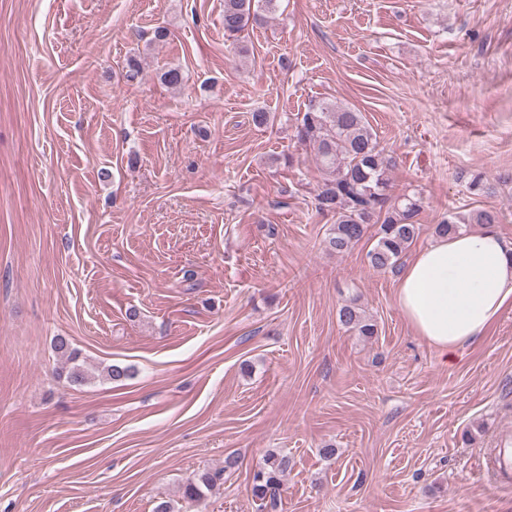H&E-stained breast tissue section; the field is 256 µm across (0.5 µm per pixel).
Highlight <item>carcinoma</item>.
<instances>
[{
	"label": "carcinoma",
	"mask_w": 512,
	"mask_h": 512,
	"mask_svg": "<svg viewBox=\"0 0 512 512\" xmlns=\"http://www.w3.org/2000/svg\"><path fill=\"white\" fill-rule=\"evenodd\" d=\"M277 0H224V37L231 42L248 24L261 18V13L276 11ZM298 139L313 147L317 164L326 178L314 197L315 209L321 214L336 216L330 228L327 247L344 253L367 235L371 226L378 227L376 244L368 252L373 268L395 270L399 261L419 233L417 217L421 198L413 194L392 197L391 171L395 158L380 147L377 136L362 112L327 102L311 104L297 126ZM469 191L477 196L492 194L496 184L477 174L468 183ZM499 223L495 211L481 210L469 214L450 213L435 227L439 237L452 236L471 224L490 226ZM339 321L358 335L371 338L378 335L377 323L354 305L343 306ZM55 351L63 360L57 375L69 384L80 386L101 377L121 382L133 376L130 368L109 365L93 367L80 359L81 353L63 336L56 338ZM240 458L229 454L224 469L203 471L189 480L183 498L199 503L207 497L227 472L239 467ZM290 457L282 452H270L252 474V493L261 509H277L283 477L290 467Z\"/></svg>",
	"instance_id": "cac0c4a2"
}]
</instances>
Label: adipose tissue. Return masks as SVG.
Masks as SVG:
<instances>
[{
    "label": "adipose tissue",
    "instance_id": "ef3b65f1",
    "mask_svg": "<svg viewBox=\"0 0 512 512\" xmlns=\"http://www.w3.org/2000/svg\"><path fill=\"white\" fill-rule=\"evenodd\" d=\"M511 299L512 243L490 226L423 248L396 288L407 324L448 360L480 338Z\"/></svg>",
    "mask_w": 512,
    "mask_h": 512
}]
</instances>
